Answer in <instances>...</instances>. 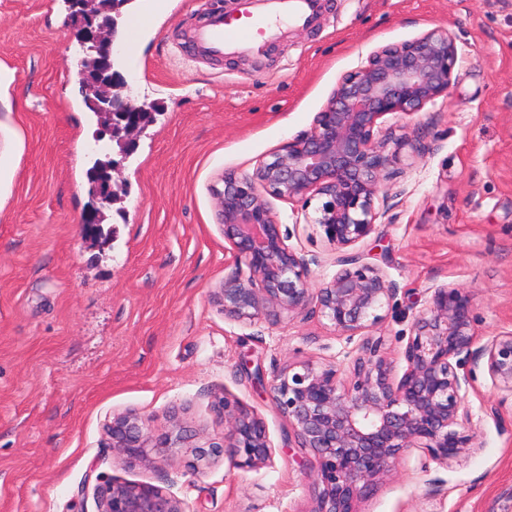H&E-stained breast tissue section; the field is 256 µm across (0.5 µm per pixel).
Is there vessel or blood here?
<instances>
[{"label": "vessel or blood", "instance_id": "b4317fda", "mask_svg": "<svg viewBox=\"0 0 512 512\" xmlns=\"http://www.w3.org/2000/svg\"><path fill=\"white\" fill-rule=\"evenodd\" d=\"M321 7V0H238L235 13H212L196 28L192 44L198 56L211 59L257 52L275 27L309 24Z\"/></svg>", "mask_w": 512, "mask_h": 512}]
</instances>
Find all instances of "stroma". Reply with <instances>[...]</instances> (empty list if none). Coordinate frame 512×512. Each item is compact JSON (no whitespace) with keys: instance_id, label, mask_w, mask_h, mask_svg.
<instances>
[{"instance_id":"stroma-1","label":"stroma","mask_w":512,"mask_h":512,"mask_svg":"<svg viewBox=\"0 0 512 512\" xmlns=\"http://www.w3.org/2000/svg\"><path fill=\"white\" fill-rule=\"evenodd\" d=\"M235 7H121L116 69L155 112L119 199L89 232L88 172L119 148L82 102L70 0H0V512H98L114 481L161 487L183 512H313L316 460L268 384L303 363L342 365L359 343L317 316L225 319L215 295L235 252L216 193L226 172L253 171L310 130L336 83L384 45L439 29L458 61L447 98L384 118L382 133L429 149L403 146L375 230L356 246L400 288L367 333L404 368L412 318L441 285L471 291L479 340L512 332V0H323L313 22L282 27L261 51L199 58L194 28ZM271 205L288 246L319 257L312 285L330 280L336 253L320 229L299 204ZM469 376L477 449L445 463L411 449L359 512H512V401L489 416L488 371ZM224 395L263 420L267 461L237 469L218 454L193 468L181 451L131 466L109 446L107 424L128 410L158 431L176 415L193 445L223 443Z\"/></svg>"}]
</instances>
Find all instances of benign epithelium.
Here are the masks:
<instances>
[{
  "label": "benign epithelium",
  "mask_w": 512,
  "mask_h": 512,
  "mask_svg": "<svg viewBox=\"0 0 512 512\" xmlns=\"http://www.w3.org/2000/svg\"><path fill=\"white\" fill-rule=\"evenodd\" d=\"M83 32L76 76L93 87V105L121 145L141 129L136 105L116 92L113 60L123 54L114 21H97L83 0H72ZM458 50L451 34L430 30L409 41L373 51L343 76L310 130L283 144L251 173L227 172L216 192L218 223L235 251L234 269L217 295L224 316L250 327L276 323L283 315L318 316L337 335L352 340L377 324L398 294L397 284L362 262L356 245L375 229V200L395 175L400 138L377 134L385 116L408 115L448 97ZM394 145L388 149V145ZM302 203L307 224L320 227L336 251L340 269L308 288L310 266L319 257L286 244L287 233L268 197ZM320 203L311 207V200ZM470 291L443 285L415 315L403 351L402 374L381 352V342L362 336L358 354L345 367L303 363L273 377L272 401L290 422L297 447L318 460L313 512H358L357 503L412 448L446 462L475 448L467 403L470 377L464 363H484L494 386L512 396V332L477 345L472 332ZM228 422L224 457L235 468L269 458L263 421L229 397L217 401ZM112 451L135 464L151 451L184 447L183 430L158 433L135 411L112 416L107 425ZM99 512H182L179 501L157 486L112 482L100 490Z\"/></svg>",
  "instance_id": "benign-epithelium-1"
}]
</instances>
